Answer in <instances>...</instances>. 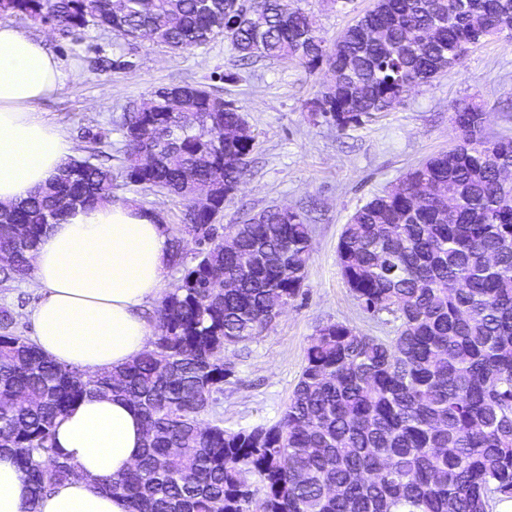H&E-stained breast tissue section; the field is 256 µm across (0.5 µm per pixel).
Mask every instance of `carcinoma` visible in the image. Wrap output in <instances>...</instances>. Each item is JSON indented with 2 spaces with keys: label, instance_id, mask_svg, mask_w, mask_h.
<instances>
[{
  "label": "carcinoma",
  "instance_id": "cac0c4a2",
  "mask_svg": "<svg viewBox=\"0 0 512 512\" xmlns=\"http://www.w3.org/2000/svg\"><path fill=\"white\" fill-rule=\"evenodd\" d=\"M512 0H380L332 46L297 0H0V15L47 17L67 32L142 35L174 50L230 41L242 61L276 58L311 71L343 69L345 91L313 112L336 127L400 105L470 44L501 36ZM168 88L123 113L118 168L70 160L36 194L0 205V286L26 280L49 224L116 198L121 177L186 202L168 230L181 273L156 311L151 349L86 375L45 358L0 306V448L33 495L74 475L54 429L85 397L121 394L146 426L141 458L96 483L129 512H493L512 501V137L484 133L473 101L454 108L463 145L411 169L402 185L355 211L337 245L361 308L398 323L382 340L336 322L311 337L280 422L227 431L204 422L231 370L224 352L269 327L300 294L311 258L309 217L268 208L217 223L255 142L227 140L238 108L202 83ZM159 150L150 168L139 155ZM209 204L194 208L196 184ZM454 184L453 198L441 188ZM194 248L187 249L188 243Z\"/></svg>",
  "mask_w": 512,
  "mask_h": 512
}]
</instances>
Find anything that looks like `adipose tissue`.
<instances>
[{
    "label": "adipose tissue",
    "instance_id": "ef3b65f1",
    "mask_svg": "<svg viewBox=\"0 0 512 512\" xmlns=\"http://www.w3.org/2000/svg\"><path fill=\"white\" fill-rule=\"evenodd\" d=\"M66 74L43 39L0 22V203L27 199L58 171L71 146L41 110ZM169 270L168 234L156 215L124 201L73 211L44 230L32 259L43 290L27 317L47 358L94 374L124 367L149 349L153 327L143 314ZM57 448L76 474L40 498L10 450H0V512H129L94 480L127 471L145 430L121 395L89 396L60 420Z\"/></svg>",
    "mask_w": 512,
    "mask_h": 512
}]
</instances>
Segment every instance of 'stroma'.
<instances>
[{"label":"stroma","mask_w":512,"mask_h":512,"mask_svg":"<svg viewBox=\"0 0 512 512\" xmlns=\"http://www.w3.org/2000/svg\"><path fill=\"white\" fill-rule=\"evenodd\" d=\"M299 5L330 44L373 0H300ZM10 22L44 38L68 74L62 91L42 108L69 139L73 159L94 155L103 162L117 155L124 142L114 122L130 104L160 87L202 82L240 107L256 141L221 224L239 223L272 206L308 214L312 253L299 296L272 326L226 354L233 373L217 410L228 430L281 419L320 326L343 322L374 336L392 333L385 317L359 307L337 265L336 247L359 207L425 159L459 144L455 105L484 104L487 133L512 135V38L505 36L473 48L460 66L417 87L396 109L339 129L308 108L323 89L324 71L267 58L244 63L221 37L178 52L97 29L66 33L19 16ZM116 194L152 211L160 223L173 227L183 221L185 203L179 197L125 184Z\"/></svg>","instance_id":"35a3bbf8"}]
</instances>
